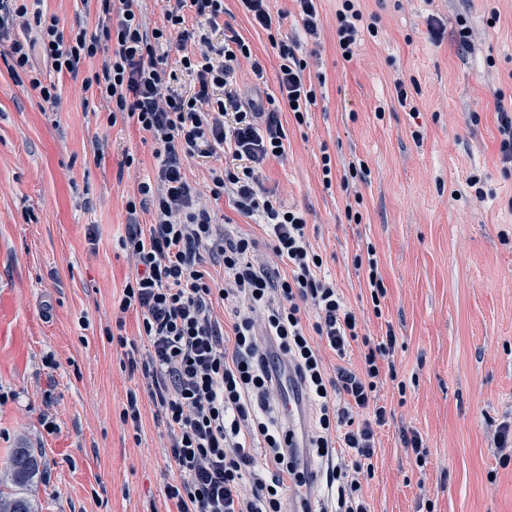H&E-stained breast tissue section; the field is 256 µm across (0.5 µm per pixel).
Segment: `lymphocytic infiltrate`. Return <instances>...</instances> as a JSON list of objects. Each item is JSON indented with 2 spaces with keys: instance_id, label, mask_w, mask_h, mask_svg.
<instances>
[{
  "instance_id": "lymphocytic-infiltrate-1",
  "label": "lymphocytic infiltrate",
  "mask_w": 512,
  "mask_h": 512,
  "mask_svg": "<svg viewBox=\"0 0 512 512\" xmlns=\"http://www.w3.org/2000/svg\"><path fill=\"white\" fill-rule=\"evenodd\" d=\"M98 2L95 30L66 34L56 15L29 0H0V36L24 28V36L12 37L5 64L38 91L42 110L56 107L59 88L34 67L36 54L56 73L80 76L108 124H135L155 145L154 176L126 204L132 215L148 209L151 221L128 225L121 241L135 275L118 309L140 315L148 352L129 366L142 368L148 397L163 412L167 452L179 473L166 498L176 512H285L287 482L308 474L285 417L273 410L291 374L316 411L308 454L327 462L319 512H370L364 486L375 476L377 430L388 416L379 388L397 376L396 338L365 334L363 318L322 275L305 214L287 209L259 178L266 162L286 153L283 114L306 124L316 102L310 64L296 50L301 36L320 32L318 0H296L302 34L288 39L268 0H238L279 59V93L261 101L237 84L241 63L256 79L264 71L250 42L221 28L224 0H167L155 26L142 0ZM365 31L378 33L365 23L361 0H341L339 52L352 53ZM173 42L185 49L176 71L163 51ZM101 54L102 69L82 72ZM183 74L192 78V92L178 90ZM218 156L224 162L209 168L206 181L189 180L185 160ZM227 193L242 214L258 219L263 239L223 229L206 200ZM209 259L223 264V282L211 279ZM217 299L229 305L230 325L215 316ZM356 344L363 352L353 367L346 358ZM329 352L337 359L331 369Z\"/></svg>"
}]
</instances>
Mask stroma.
<instances>
[{"label": "stroma", "instance_id": "1", "mask_svg": "<svg viewBox=\"0 0 512 512\" xmlns=\"http://www.w3.org/2000/svg\"><path fill=\"white\" fill-rule=\"evenodd\" d=\"M380 15L377 37L351 60L336 50L337 0H320V35L302 41L312 73L322 74L307 124L284 116L288 143L262 169L265 187L306 215L323 273L365 318L371 338L394 333L405 391L385 383L391 409L377 430L375 476L365 488L372 512H512V464L494 439L512 420V172L498 161L495 96L512 97V0L487 26L482 0H364ZM59 27L95 28V0H40ZM448 29L467 17L483 41L479 55L431 41L426 19ZM224 23L248 39L264 63L255 83L278 88V60L265 32L237 0ZM499 77L488 84L483 57ZM415 78L418 116L394 101L395 75ZM57 107L0 63V488L12 487L9 456L20 441L41 458L39 512H168L165 488L177 479L161 446L160 413L131 348L145 350L139 314L125 315L124 342L109 340L130 275L121 249L126 202L154 172V146L131 123L108 125L69 74L55 78ZM421 130L414 140L413 130ZM139 165L122 168L124 154ZM337 171L364 163L362 220L345 217L339 183L324 187L322 154ZM481 174L488 195L466 186ZM375 246L386 287L373 306L355 255ZM139 426L122 422L129 392ZM417 431L424 467L402 443Z\"/></svg>", "mask_w": 512, "mask_h": 512}]
</instances>
